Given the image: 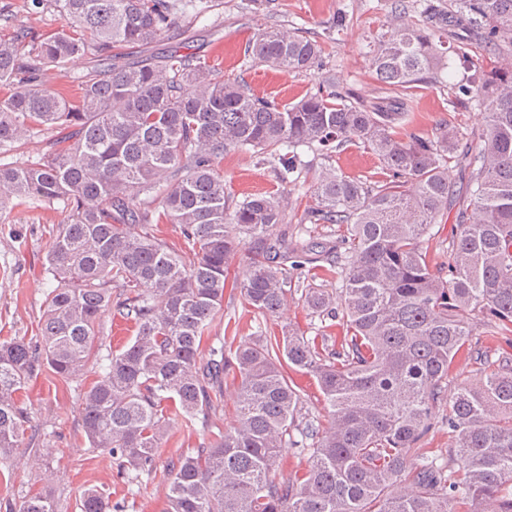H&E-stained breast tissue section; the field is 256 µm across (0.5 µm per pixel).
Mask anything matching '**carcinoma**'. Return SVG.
I'll return each instance as SVG.
<instances>
[{
  "mask_svg": "<svg viewBox=\"0 0 512 512\" xmlns=\"http://www.w3.org/2000/svg\"><path fill=\"white\" fill-rule=\"evenodd\" d=\"M182 1L193 2L31 0L54 7L64 24L0 37V155L35 130L56 132L54 152L0 162V203H57L64 213L46 256L53 288L40 334L0 342V457L19 447L18 393L38 367L70 380L92 363L83 432L90 447L135 471L150 469L172 432L221 403L232 381L236 424L177 458L166 512H512V0L400 4L398 23L373 48L376 79L391 90L444 83V69L475 43L492 55L493 68L474 67L453 84L454 104L484 111L477 147L448 124L431 139L407 129L400 97L368 106L329 85L288 105L191 53L116 52L155 43ZM244 55L303 72L319 66L321 48L267 26ZM77 56L105 62L103 76L73 93L44 81ZM349 144L376 155L387 180L322 167L301 222L337 224L336 238L273 233L288 220L278 196L230 207L224 153L268 155L278 179L294 183L298 148L329 159ZM453 162L467 171L464 201L448 179ZM454 207L455 237L433 268L423 242ZM159 223L173 225L177 241L156 237ZM242 249L249 268L231 283L228 263ZM317 269L338 288L305 289L322 322L314 335L259 326L249 344L204 346L227 286L240 290L247 312L269 319L292 283ZM114 285L126 289L115 301ZM110 310L134 337L100 357ZM473 314L496 348L472 346ZM338 319L341 335L327 334L325 321ZM462 356L475 364L473 379L447 401ZM289 370L316 380L325 418L304 409ZM435 427L448 429L446 458L419 447ZM285 444L310 462L281 482L274 467ZM104 509L98 490L83 493L81 512ZM18 512L57 506L37 492Z\"/></svg>",
  "mask_w": 512,
  "mask_h": 512,
  "instance_id": "cac0c4a2",
  "label": "carcinoma"
}]
</instances>
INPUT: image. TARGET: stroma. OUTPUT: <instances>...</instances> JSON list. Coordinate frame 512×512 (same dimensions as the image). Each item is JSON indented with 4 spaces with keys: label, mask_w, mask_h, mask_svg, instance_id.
Segmentation results:
<instances>
[{
    "label": "stroma",
    "mask_w": 512,
    "mask_h": 512,
    "mask_svg": "<svg viewBox=\"0 0 512 512\" xmlns=\"http://www.w3.org/2000/svg\"><path fill=\"white\" fill-rule=\"evenodd\" d=\"M31 0H0V13L11 27L52 30L63 19L56 9L32 12ZM395 0H272L270 7L252 0H219L201 17L184 16L170 26L152 47L155 56L193 53L227 78H243L256 95L274 96L284 104L299 101L320 85L385 105L391 93L377 82L372 67L373 41L386 32ZM344 24H337V16ZM301 29L323 48L321 66L287 72L243 59V48L258 29L271 24ZM410 127L432 137L439 124L450 121L465 132L481 133L479 109L452 107L451 91L439 84L420 83L407 93ZM308 168L300 187L277 178L272 163H259L251 153L230 151L222 169L231 203L259 193L284 195L288 218L298 224L304 209L314 202L312 187L322 159L307 153ZM331 163L351 177L383 179L381 165L369 150L349 145L336 150ZM63 220L60 207L39 202L17 207L0 204V340L36 337L47 294L52 287L44 272L53 234ZM91 374L69 382L39 369L26 386L27 421L18 448L0 458V512H11L23 498L40 490L50 492L59 512H79L85 490L105 495L109 512H165L168 474L178 454L199 447L229 428L234 420L233 385H225L224 400L216 412L198 416L193 427L177 432L160 448L151 471L119 473L116 461L90 448L83 433L80 406Z\"/></svg>",
    "instance_id": "1"
}]
</instances>
